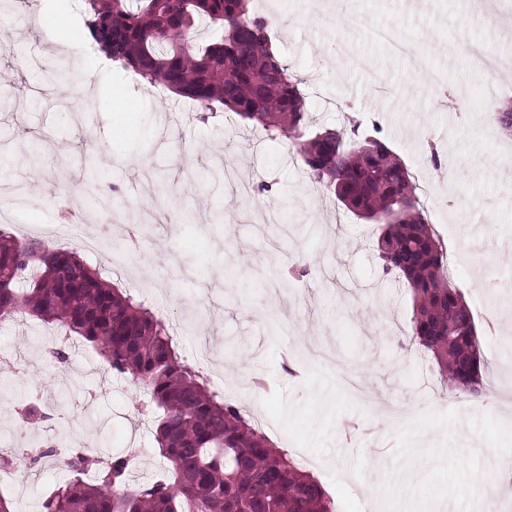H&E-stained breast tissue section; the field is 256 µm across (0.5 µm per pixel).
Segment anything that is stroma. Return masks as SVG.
<instances>
[{
	"mask_svg": "<svg viewBox=\"0 0 512 512\" xmlns=\"http://www.w3.org/2000/svg\"><path fill=\"white\" fill-rule=\"evenodd\" d=\"M272 40L303 81L316 127L356 115L416 178L424 215L443 238L452 284L471 306L493 394L475 401L442 390L430 354L405 334L412 298L383 274L377 228L308 183L292 142L220 112L200 119L186 99L155 91L108 60L91 40L82 0H53L46 17L0 11V33L24 45L0 55V230L78 244L109 226L111 248L80 249L115 287L165 320L180 353L213 389L249 411L277 447L300 456L338 512H474L476 480L490 483L484 512H512L501 477L512 471V136L496 105L512 85L475 68L481 46L512 73V0H271ZM392 27L426 52L424 67L365 31L342 26L348 10ZM78 76L80 102L45 87L57 64ZM95 152L112 221L82 208L76 232L55 237L65 198L81 197L82 150ZM249 198L201 177L224 161ZM310 271L283 287L286 258ZM64 346L66 362L49 349ZM0 449H141L136 481L159 476L154 418L140 388L106 369L87 343L62 344L27 317L0 325ZM52 420L22 430L16 410L37 396ZM23 485L0 488L15 512H39L65 475L52 461L18 457Z\"/></svg>",
	"mask_w": 512,
	"mask_h": 512,
	"instance_id": "stroma-1",
	"label": "stroma"
}]
</instances>
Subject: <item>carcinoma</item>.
I'll return each mask as SVG.
<instances>
[{"label": "carcinoma", "mask_w": 512, "mask_h": 512, "mask_svg": "<svg viewBox=\"0 0 512 512\" xmlns=\"http://www.w3.org/2000/svg\"><path fill=\"white\" fill-rule=\"evenodd\" d=\"M251 2L84 0L83 11L95 43L147 83L295 140L308 179L380 225L378 258L384 272L406 281L410 341L432 355L439 382L482 399L488 391L474 318L443 275L447 250L422 215L414 177L353 120L308 134L302 80ZM26 315L90 343L111 369L142 384L143 406L157 412L155 452L165 462L161 478L132 485L141 449L73 454L65 461L70 477L41 512H337L313 476L185 362L145 301L113 287L75 249L0 230V322Z\"/></svg>", "instance_id": "obj_1"}]
</instances>
